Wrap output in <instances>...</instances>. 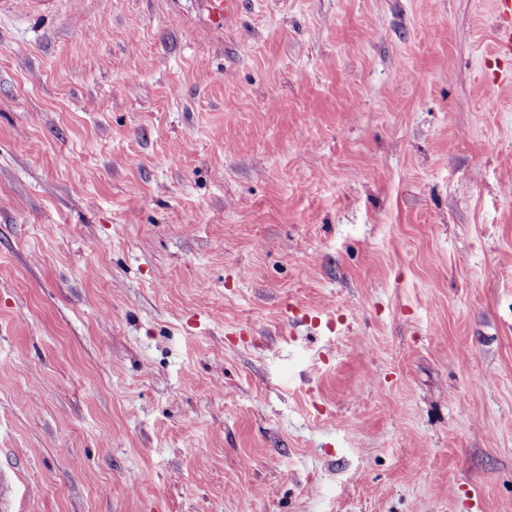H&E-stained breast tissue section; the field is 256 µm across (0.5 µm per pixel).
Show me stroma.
<instances>
[{
	"label": "stroma",
	"instance_id": "35a3bbf8",
	"mask_svg": "<svg viewBox=\"0 0 512 512\" xmlns=\"http://www.w3.org/2000/svg\"><path fill=\"white\" fill-rule=\"evenodd\" d=\"M493 0L0 9V512H512ZM240 0H207V8L212 24L223 29L236 17Z\"/></svg>",
	"mask_w": 512,
	"mask_h": 512
}]
</instances>
